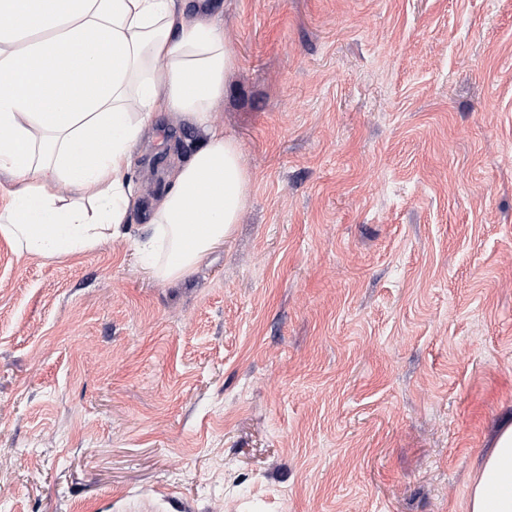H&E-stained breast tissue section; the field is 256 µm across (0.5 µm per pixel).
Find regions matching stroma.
<instances>
[{"label": "stroma", "instance_id": "1", "mask_svg": "<svg viewBox=\"0 0 512 512\" xmlns=\"http://www.w3.org/2000/svg\"><path fill=\"white\" fill-rule=\"evenodd\" d=\"M253 190L190 275L0 238V512H468L512 420V0H187ZM199 130L156 113L149 203Z\"/></svg>", "mask_w": 512, "mask_h": 512}]
</instances>
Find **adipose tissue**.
Wrapping results in <instances>:
<instances>
[{
  "mask_svg": "<svg viewBox=\"0 0 512 512\" xmlns=\"http://www.w3.org/2000/svg\"><path fill=\"white\" fill-rule=\"evenodd\" d=\"M237 58L185 0H0V237L53 260L118 236L137 203L132 149L154 113L202 134L149 207L141 266L176 279L228 240L251 193L237 139L216 126ZM72 189V198L62 189ZM468 512H512V424L471 487Z\"/></svg>",
  "mask_w": 512,
  "mask_h": 512,
  "instance_id": "obj_1",
  "label": "adipose tissue"
}]
</instances>
